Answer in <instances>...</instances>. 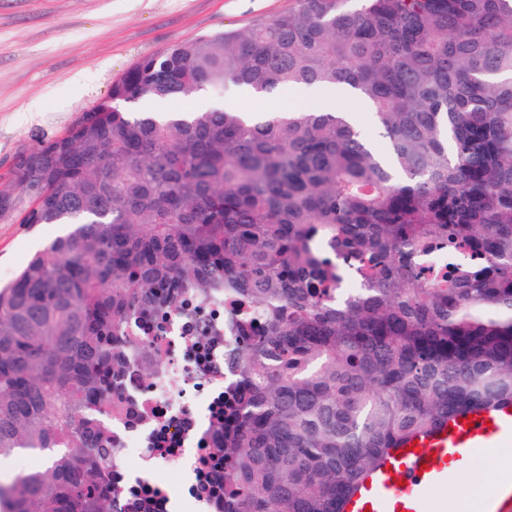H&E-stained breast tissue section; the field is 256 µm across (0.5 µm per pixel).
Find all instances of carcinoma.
Segmentation results:
<instances>
[{
	"label": "carcinoma",
	"mask_w": 512,
	"mask_h": 512,
	"mask_svg": "<svg viewBox=\"0 0 512 512\" xmlns=\"http://www.w3.org/2000/svg\"><path fill=\"white\" fill-rule=\"evenodd\" d=\"M354 90L350 112H156L197 90ZM32 224L0 288V512H115L92 414L130 318L180 290L249 302L224 394V512H343L389 451L512 406V0H296L140 60L19 155ZM461 251L446 273L409 255ZM364 286L337 293L338 259ZM326 103L329 107L336 108V111L346 109L354 112V114H359L362 118V132L371 137L370 141L375 149L381 153L389 149L387 139L382 136L379 129L375 130L373 124L369 121L370 114L368 112H359L361 106L355 100L336 94V97L334 95L329 96L326 99Z\"/></svg>",
	"instance_id": "carcinoma-1"
}]
</instances>
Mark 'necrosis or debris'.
<instances>
[{
	"mask_svg": "<svg viewBox=\"0 0 512 512\" xmlns=\"http://www.w3.org/2000/svg\"><path fill=\"white\" fill-rule=\"evenodd\" d=\"M252 313L245 302L188 289L175 305L130 320L127 365L104 419L112 454L103 489L119 492V512H224L215 426L237 381L228 347Z\"/></svg>",
	"mask_w": 512,
	"mask_h": 512,
	"instance_id": "obj_1",
	"label": "necrosis or debris"
}]
</instances>
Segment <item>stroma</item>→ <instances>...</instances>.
Segmentation results:
<instances>
[{
  "label": "stroma",
  "instance_id": "1",
  "mask_svg": "<svg viewBox=\"0 0 512 512\" xmlns=\"http://www.w3.org/2000/svg\"><path fill=\"white\" fill-rule=\"evenodd\" d=\"M295 0H0V190L16 157L65 135L139 60L174 44L248 26ZM57 224L0 213V283L10 282ZM512 472V451L448 469L450 486L483 492Z\"/></svg>",
  "mask_w": 512,
  "mask_h": 512
}]
</instances>
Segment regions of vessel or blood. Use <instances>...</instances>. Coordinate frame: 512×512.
Here are the masks:
<instances>
[{"mask_svg": "<svg viewBox=\"0 0 512 512\" xmlns=\"http://www.w3.org/2000/svg\"><path fill=\"white\" fill-rule=\"evenodd\" d=\"M512 434V408L479 410L418 438L412 449H394L345 503L344 512H428L427 492L446 477L445 464L489 448L494 437Z\"/></svg>", "mask_w": 512, "mask_h": 512, "instance_id": "b4317fda", "label": "vessel or blood"}]
</instances>
